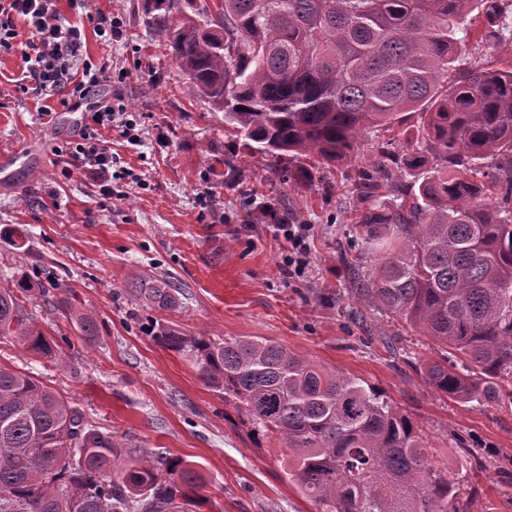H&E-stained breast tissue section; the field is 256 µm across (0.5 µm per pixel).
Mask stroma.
I'll return each mask as SVG.
<instances>
[{
  "label": "stroma",
  "mask_w": 512,
  "mask_h": 512,
  "mask_svg": "<svg viewBox=\"0 0 512 512\" xmlns=\"http://www.w3.org/2000/svg\"><path fill=\"white\" fill-rule=\"evenodd\" d=\"M62 23L111 12L121 34L111 44L88 35L84 58L112 61L100 96L122 98L136 140L113 137L127 171L113 181L121 199L101 196L83 171L63 176L61 159L38 158L71 139L63 107L38 110L20 88V53L0 54V150L30 148L25 166L0 177V229L25 228L29 250L0 237V281L19 273L47 284L61 278L80 308L96 313L86 341L75 321L31 302L38 325L62 348L60 368L10 340L0 363L35 374L87 421L151 452L192 462L205 480L196 512H316L282 474V449L254 440L251 426L176 352L143 326L162 319L182 333L224 339L259 336L381 390L409 415L449 471L469 450L479 464L454 501L457 512H512V407H478L438 394L421 361L440 350L419 330L381 312L357 286L378 257L353 236L363 204L353 180L373 155L374 132L348 161L289 158L280 181L224 131V115L190 94L164 37L142 19L141 0H59ZM311 225L307 277L282 269L281 222ZM174 278L180 305L143 304L141 280Z\"/></svg>",
  "instance_id": "35a3bbf8"
}]
</instances>
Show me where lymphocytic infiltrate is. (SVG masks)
Returning a JSON list of instances; mask_svg holds the SVG:
<instances>
[{"mask_svg":"<svg viewBox=\"0 0 512 512\" xmlns=\"http://www.w3.org/2000/svg\"><path fill=\"white\" fill-rule=\"evenodd\" d=\"M23 19L24 29H17L16 19ZM82 32L79 27L63 25L58 19L57 0H0V52L20 49L24 64L22 78L39 95L59 96L62 106L79 107L90 91L110 82L112 67L108 62L82 63ZM121 103L104 101L93 107L90 121L81 125L66 148H54L67 168L91 174L100 194L111 195L114 169L120 160L112 153L106 131L117 130L132 138L135 129L124 118ZM275 230L287 243L282 266L289 277H303L309 265L306 224H279Z\"/></svg>","mask_w":512,"mask_h":512,"instance_id":"obj_1","label":"lymphocytic infiltrate"}]
</instances>
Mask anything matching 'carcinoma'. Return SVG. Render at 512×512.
Instances as JSON below:
<instances>
[{"label":"carcinoma","instance_id":"carcinoma-1","mask_svg":"<svg viewBox=\"0 0 512 512\" xmlns=\"http://www.w3.org/2000/svg\"><path fill=\"white\" fill-rule=\"evenodd\" d=\"M194 96L264 160L351 158L378 127L415 147L376 146L354 192L365 203L354 236L380 252L371 296L441 346L426 364L438 393L482 407L512 405V65L477 67L479 43L512 44V0H144ZM214 13L204 29L201 14ZM491 159L490 170L484 160ZM396 165L395 180L385 161ZM39 288L73 312L62 280L25 274L0 285V339L57 366L56 342L28 309ZM168 279L141 283L149 308L178 306ZM87 339L97 316H74ZM146 335L196 367L256 437L287 449L288 483L317 512H455L467 473L436 459L411 418L383 393L258 336L216 341L163 320ZM203 477L167 451L141 453L88 424L31 373L0 364V512H188ZM468 26L472 29L473 32V41L468 43V59L471 60L473 58H477L476 66L480 67H490V68H503L507 67L512 62V54H510L509 46H505L502 49H498L494 52H481V48L479 50H475L477 44V37L480 35L482 26L485 22V17L481 12L474 11L468 17ZM474 60V59H472Z\"/></svg>","mask_w":512,"mask_h":512}]
</instances>
